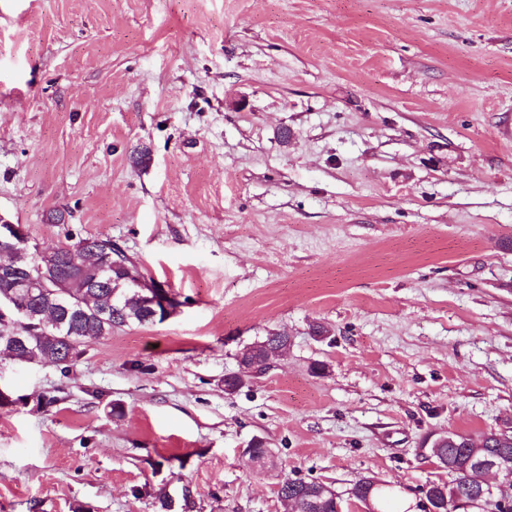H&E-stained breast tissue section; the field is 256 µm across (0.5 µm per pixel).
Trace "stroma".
Segmentation results:
<instances>
[{
  "label": "stroma",
  "mask_w": 512,
  "mask_h": 512,
  "mask_svg": "<svg viewBox=\"0 0 512 512\" xmlns=\"http://www.w3.org/2000/svg\"><path fill=\"white\" fill-rule=\"evenodd\" d=\"M0 216L178 303L70 377L0 367V512L417 505L427 435L512 430V0H0ZM280 490L278 495L286 503L288 507V500L294 501L298 504L299 511L291 512H345L347 503L349 506L348 511H356L360 504H364L367 508L371 507L369 501L359 502L354 499L355 495L352 488L348 492L347 502L340 496H320V483L315 480H304L301 478H284L280 483ZM369 510V508H368ZM372 484H376V480L371 481ZM364 485L359 490L362 498H365L366 494L370 492V498L372 504L378 512H393V510H387L392 506L395 498V492L390 487L379 486L371 489L372 484Z\"/></svg>",
  "instance_id": "stroma-1"
}]
</instances>
